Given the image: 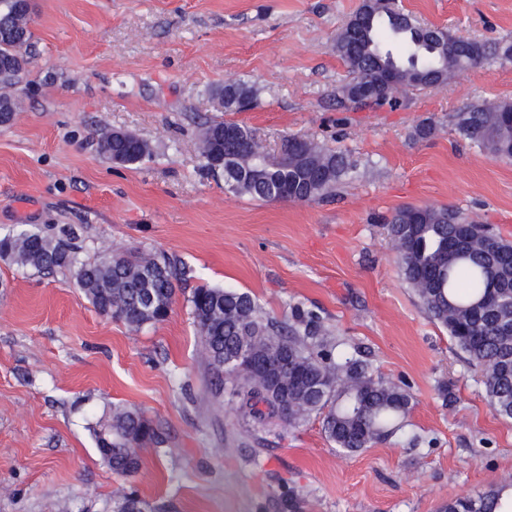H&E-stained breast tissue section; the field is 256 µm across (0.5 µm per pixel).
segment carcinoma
I'll return each mask as SVG.
<instances>
[{
  "mask_svg": "<svg viewBox=\"0 0 512 512\" xmlns=\"http://www.w3.org/2000/svg\"><path fill=\"white\" fill-rule=\"evenodd\" d=\"M30 18L19 0H0V88L26 79L32 53ZM349 68L341 102L355 108L362 87L379 89L376 106L399 105L398 92L426 89L448 81L495 56L512 60V45L491 48L439 27H426L390 0H363L334 43ZM212 95L226 112L257 106V91L244 82L218 86ZM18 102L4 96L0 125L10 124ZM460 135L495 160L512 162V102L472 107L459 115ZM204 169L224 174V187L237 195L270 201H323L350 163L342 154L303 137L289 136L280 155L270 153L245 126L211 120L200 131ZM101 154L120 165L153 155L136 135L105 130ZM387 235L401 244L398 264L430 318L448 331L469 364L485 377L491 410L512 419V242L484 224L448 207L404 206L388 219ZM70 225L23 230L0 238V258L50 274L73 270V286L102 315L138 330L164 321L172 308L181 272L164 256L104 254L78 257ZM457 248L448 252V242ZM201 353L217 375L231 384L240 409L257 421L278 417L292 426L312 414L322 416L327 438L347 454L371 448L404 427L412 396L401 385L373 376L369 364L334 356L324 343L326 329L314 311L296 306L286 322L262 315L251 294L232 288L198 287L190 296ZM97 450L121 477L137 473L142 452L162 443L142 412L114 405L91 426ZM507 483H494L442 507V512H504ZM148 503L122 494L113 512H148Z\"/></svg>",
  "mask_w": 512,
  "mask_h": 512,
  "instance_id": "1",
  "label": "carcinoma"
}]
</instances>
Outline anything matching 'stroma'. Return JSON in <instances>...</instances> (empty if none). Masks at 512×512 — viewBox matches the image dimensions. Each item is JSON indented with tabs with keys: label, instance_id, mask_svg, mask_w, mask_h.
<instances>
[{
	"label": "stroma",
	"instance_id": "obj_1",
	"mask_svg": "<svg viewBox=\"0 0 512 512\" xmlns=\"http://www.w3.org/2000/svg\"><path fill=\"white\" fill-rule=\"evenodd\" d=\"M363 0H35L20 110L0 127V237L76 227L83 260L115 249L186 270L167 320L133 330L100 314L66 269L0 259V512H112L135 490L152 512H438L512 480V420L400 275L385 220L451 207L512 242V162L464 140L467 106L512 101V62L489 59L401 106L352 111L333 49ZM422 23L512 44V0H398ZM241 80L257 106L225 113L212 88ZM230 118L270 153L299 135L349 155L334 201H257L204 174L202 125ZM432 133L419 139L415 129ZM153 147L124 166L102 128ZM253 295L267 316L315 310L339 351L407 387L404 429L354 454L311 416L262 424L199 354L193 288ZM450 389L453 402L442 391ZM163 438L134 476L115 475L89 427L113 405Z\"/></svg>",
	"mask_w": 512,
	"mask_h": 512
}]
</instances>
